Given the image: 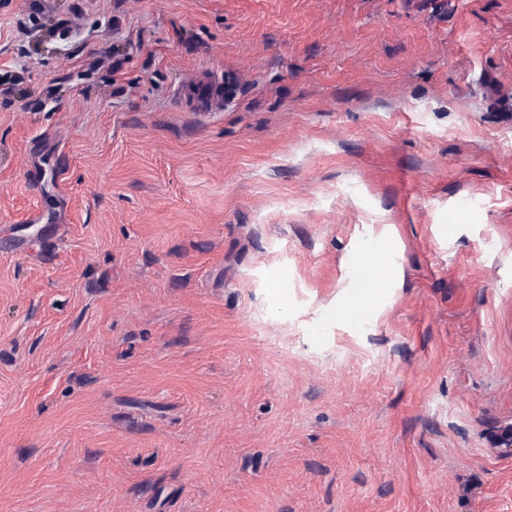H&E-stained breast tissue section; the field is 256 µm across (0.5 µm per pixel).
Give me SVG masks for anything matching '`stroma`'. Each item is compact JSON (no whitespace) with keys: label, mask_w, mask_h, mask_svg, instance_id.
I'll return each mask as SVG.
<instances>
[{"label":"stroma","mask_w":512,"mask_h":512,"mask_svg":"<svg viewBox=\"0 0 512 512\" xmlns=\"http://www.w3.org/2000/svg\"><path fill=\"white\" fill-rule=\"evenodd\" d=\"M0 512H512V0H0Z\"/></svg>","instance_id":"stroma-1"}]
</instances>
